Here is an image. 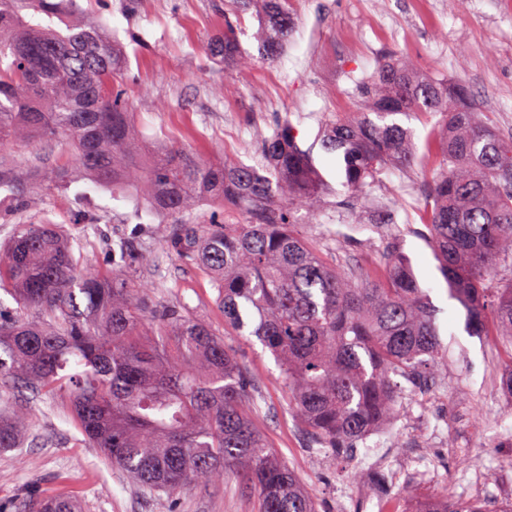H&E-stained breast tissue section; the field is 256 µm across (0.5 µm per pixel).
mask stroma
<instances>
[{
    "label": "stroma",
    "instance_id": "obj_1",
    "mask_svg": "<svg viewBox=\"0 0 512 512\" xmlns=\"http://www.w3.org/2000/svg\"><path fill=\"white\" fill-rule=\"evenodd\" d=\"M81 20L118 33L127 54L126 91L143 154L181 145L200 159L259 160L258 145L292 121L323 179L325 202L301 218L300 231L330 262L378 275L390 253L402 255L436 310L448 363L421 388L403 384L398 414L364 441L346 464L312 449L288 406V382L258 343L230 337L253 384L249 411L264 435L315 501L318 512H373L359 492L373 484L364 458L389 446L399 472L388 496L411 512L435 494L483 501L489 512L512 500V391L498 383L512 372V345L474 336L462 306L450 299L422 222L425 188L436 163L385 171L379 182L350 192L320 149L327 119L355 111L357 80L381 57L400 51L431 78L463 79L483 119L512 137V0H295V28L279 58L257 55V22L245 17L239 51L252 55L240 69L211 55L224 36V0H78ZM97 207L105 222L72 221L78 203ZM135 196H113L83 177L63 191L43 185L28 207L0 215V240L15 225L47 221L66 227L100 271L113 267L102 242L128 238L153 244L144 276L163 281L162 300L188 306L216 330L224 314L199 270L184 266L157 243L168 221L151 214L125 221ZM76 497L82 512H254L255 495L233 470L211 486L188 483L157 495L87 447L68 408L42 404L33 438L22 449L0 448V512H12L30 486Z\"/></svg>",
    "mask_w": 512,
    "mask_h": 512
}]
</instances>
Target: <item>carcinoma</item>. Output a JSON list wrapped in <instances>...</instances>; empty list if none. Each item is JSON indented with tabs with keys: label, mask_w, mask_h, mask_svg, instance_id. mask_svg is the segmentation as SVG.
Listing matches in <instances>:
<instances>
[{
	"label": "carcinoma",
	"mask_w": 512,
	"mask_h": 512,
	"mask_svg": "<svg viewBox=\"0 0 512 512\" xmlns=\"http://www.w3.org/2000/svg\"><path fill=\"white\" fill-rule=\"evenodd\" d=\"M293 2L226 0L224 38L210 53L251 64L238 52V25L250 12L261 55L275 58L294 27ZM78 9L77 0H0V143L62 139L71 165L56 167L55 184L77 173L113 189L135 182L144 208L174 220L207 198L223 202L224 214L205 224L173 225L161 248L209 277L224 333L158 300L160 285L140 279L147 249L121 242L123 265L104 275L55 225H16L0 246V290L19 308L12 315L0 299V379L29 396L0 418V448L24 447L39 404L62 397L85 443L144 487L171 493L234 469L257 494L255 512H317L245 413L252 384L224 337L254 336L271 352L304 436L343 458L395 416L393 377L420 385L427 365L442 363L427 294L397 254L370 281L311 248L297 212L314 208L321 188L289 120L261 140L256 166L174 146L139 171L127 62L112 36L89 22L45 30L22 15ZM354 95L368 111L327 120L321 139L353 191L415 163L411 130L392 116L437 117L427 236L470 333L512 340V283L498 282L499 268L512 267V139L481 119L465 84L427 78L403 54L381 59ZM44 166L0 159V211L23 205L24 185ZM15 512L79 509L35 496ZM424 512L488 510L438 494Z\"/></svg>",
	"instance_id": "cac0c4a2"
}]
</instances>
